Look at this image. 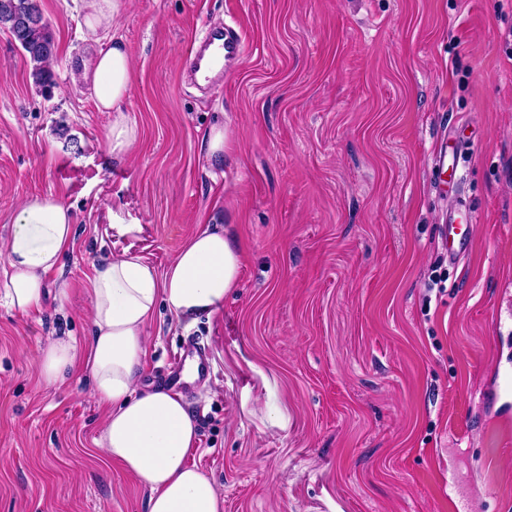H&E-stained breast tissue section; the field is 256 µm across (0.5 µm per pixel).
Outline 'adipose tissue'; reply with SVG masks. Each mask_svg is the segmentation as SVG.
Here are the masks:
<instances>
[{
	"label": "adipose tissue",
	"mask_w": 512,
	"mask_h": 512,
	"mask_svg": "<svg viewBox=\"0 0 512 512\" xmlns=\"http://www.w3.org/2000/svg\"><path fill=\"white\" fill-rule=\"evenodd\" d=\"M129 0H81L83 26L90 37L112 30ZM100 111L112 113L104 149L122 158L140 130L126 115L133 86L132 59L126 45L113 40L80 75ZM69 206L53 195H33L15 211L0 245V278L9 304L26 311L47 297L65 303L67 282L48 287L75 238ZM241 253L221 228L194 234L174 261L158 272L141 258L124 254L103 260L89 281L90 333L87 344L73 336L49 337L38 351L39 380L48 388L62 384L70 369L82 365L95 401L107 414L97 445L147 487L146 512H224L213 482L187 457L197 443V423L182 395L139 387L145 355L144 331L158 307L179 319L211 315L238 285Z\"/></svg>",
	"instance_id": "adipose-tissue-1"
}]
</instances>
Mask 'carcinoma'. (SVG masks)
Masks as SVG:
<instances>
[{
    "instance_id": "obj_1",
    "label": "carcinoma",
    "mask_w": 512,
    "mask_h": 512,
    "mask_svg": "<svg viewBox=\"0 0 512 512\" xmlns=\"http://www.w3.org/2000/svg\"><path fill=\"white\" fill-rule=\"evenodd\" d=\"M7 30L21 48L35 85L51 89L54 41L37 0H0V29Z\"/></svg>"
}]
</instances>
